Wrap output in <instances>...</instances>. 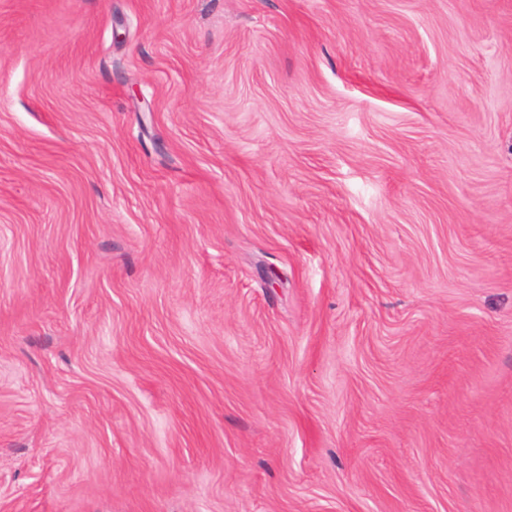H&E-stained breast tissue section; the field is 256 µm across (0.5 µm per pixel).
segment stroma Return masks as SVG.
Wrapping results in <instances>:
<instances>
[{
	"mask_svg": "<svg viewBox=\"0 0 512 512\" xmlns=\"http://www.w3.org/2000/svg\"><path fill=\"white\" fill-rule=\"evenodd\" d=\"M0 512H512V0H0Z\"/></svg>",
	"mask_w": 512,
	"mask_h": 512,
	"instance_id": "stroma-1",
	"label": "stroma"
}]
</instances>
